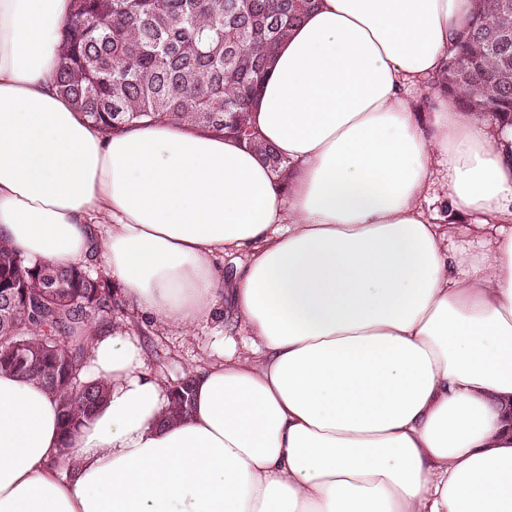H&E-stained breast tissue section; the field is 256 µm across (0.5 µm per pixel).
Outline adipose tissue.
I'll return each instance as SVG.
<instances>
[{
  "mask_svg": "<svg viewBox=\"0 0 512 512\" xmlns=\"http://www.w3.org/2000/svg\"><path fill=\"white\" fill-rule=\"evenodd\" d=\"M474 5L319 0L252 108L283 184L230 137L100 134L53 84L70 0H0V239L97 262L144 320L227 298L249 336L173 423L127 330L92 337L108 394L67 437L56 396L0 372V512H512V126L403 94ZM436 163L480 249L427 218Z\"/></svg>",
  "mask_w": 512,
  "mask_h": 512,
  "instance_id": "obj_1",
  "label": "adipose tissue"
}]
</instances>
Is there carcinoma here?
I'll list each match as a JSON object with an SVG mask.
<instances>
[{
  "mask_svg": "<svg viewBox=\"0 0 512 512\" xmlns=\"http://www.w3.org/2000/svg\"><path fill=\"white\" fill-rule=\"evenodd\" d=\"M316 0H72L59 93L103 135L169 123L230 135L282 180L291 162L250 121L268 60ZM469 112L512 126V0H476L469 30L437 76ZM122 303L105 276L32 263L0 240V371L58 397L64 434L106 387L84 381V334ZM168 419L192 408L191 379L171 389Z\"/></svg>",
  "mask_w": 512,
  "mask_h": 512,
  "instance_id": "carcinoma-1",
  "label": "carcinoma"
}]
</instances>
